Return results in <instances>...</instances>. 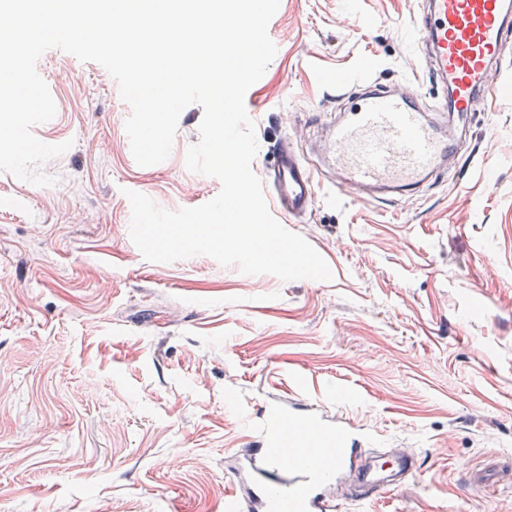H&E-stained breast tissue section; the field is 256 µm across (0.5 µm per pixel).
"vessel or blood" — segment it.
<instances>
[{"mask_svg":"<svg viewBox=\"0 0 512 512\" xmlns=\"http://www.w3.org/2000/svg\"><path fill=\"white\" fill-rule=\"evenodd\" d=\"M423 4L409 35L429 79L448 90L445 112L466 119L475 99L496 95L486 82L487 69L512 67L503 56L504 47L512 44V0ZM371 71L366 64L324 75L337 98L351 102L332 130L336 179L329 194L379 203L413 191L448 162L458 161L469 129L445 130L428 122L413 94L373 83ZM258 159L265 165V198L280 223H295L319 201L316 169L300 151L280 143ZM254 426L262 445L236 452V487L224 498V512H330L325 491L338 474L352 469L357 452L327 444L322 418L298 423L284 408L264 407ZM391 489L384 478L368 472L353 501L364 504Z\"/></svg>","mask_w":512,"mask_h":512,"instance_id":"b4317fda","label":"vessel or blood"}]
</instances>
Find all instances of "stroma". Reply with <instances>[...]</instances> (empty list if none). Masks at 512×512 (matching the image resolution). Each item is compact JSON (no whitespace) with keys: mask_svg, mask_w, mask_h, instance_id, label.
Returning <instances> with one entry per match:
<instances>
[{"mask_svg":"<svg viewBox=\"0 0 512 512\" xmlns=\"http://www.w3.org/2000/svg\"><path fill=\"white\" fill-rule=\"evenodd\" d=\"M422 0H281L277 53L253 95L258 141L329 151L340 103L319 75L373 63L443 121L408 42ZM70 149L51 186L0 173V497L7 512H224L225 459L258 441L277 399L322 416L346 447L411 462L367 512H512V88L469 117L460 174L391 204L318 202L293 232L331 281L246 275L198 255L146 261L134 190L168 210L221 184L190 172L203 109L181 114L169 157H133L131 108L104 68L57 49L37 63Z\"/></svg>","mask_w":512,"mask_h":512,"instance_id":"1","label":"stroma"}]
</instances>
